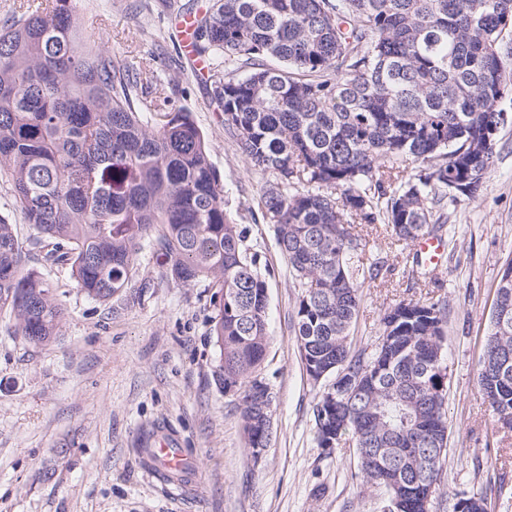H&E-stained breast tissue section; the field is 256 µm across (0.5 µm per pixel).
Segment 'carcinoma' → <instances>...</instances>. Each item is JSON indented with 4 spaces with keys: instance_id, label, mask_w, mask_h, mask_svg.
Masks as SVG:
<instances>
[{
    "instance_id": "cac0c4a2",
    "label": "carcinoma",
    "mask_w": 512,
    "mask_h": 512,
    "mask_svg": "<svg viewBox=\"0 0 512 512\" xmlns=\"http://www.w3.org/2000/svg\"><path fill=\"white\" fill-rule=\"evenodd\" d=\"M191 39L225 129L275 178L258 208L301 288L300 357L313 384L312 366L335 375L318 392L316 432L351 440L367 482L421 512L446 461L448 314L438 300L401 301L381 318L389 343L351 352L360 288L382 270L363 262V228L384 224L406 244L440 239L446 201L479 195L512 80V0H210L191 18ZM149 73V62L132 74L99 48L70 0H21L0 28V180L44 261L67 265L88 297L128 288L146 240L173 278L215 289L224 389L242 394L246 438L266 448L267 284L210 145L190 111L167 108ZM26 258L0 216V303L22 336L44 343L64 309L22 270ZM477 384L497 420L512 421V263ZM454 512H489L488 503L461 497Z\"/></svg>"
}]
</instances>
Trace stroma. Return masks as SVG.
Returning a JSON list of instances; mask_svg holds the SVG:
<instances>
[{
	"label": "stroma",
	"mask_w": 512,
	"mask_h": 512,
	"mask_svg": "<svg viewBox=\"0 0 512 512\" xmlns=\"http://www.w3.org/2000/svg\"><path fill=\"white\" fill-rule=\"evenodd\" d=\"M76 0L80 16H103L101 47L138 66L153 58L173 108L189 110L212 149L224 198L258 256L268 286L269 340L261 373L273 392L270 444L253 458L237 395L225 392L210 334L211 289L173 279L151 244L139 251L132 286L98 301L68 269L38 270L65 309L54 339L36 344L0 306V512H383L386 494L363 477L354 448L324 453L316 440V390L296 337L299 294L273 225L258 200L271 175L254 169L224 129L208 77L195 72L175 34L168 0ZM498 154L476 199L448 205L438 264L413 267L414 245L383 225L365 234V257L384 260L366 283L351 329L352 350H373L384 313L402 301L448 305V454L431 512H453L462 496L512 512V431L498 428L476 380L495 289L512 261V91ZM183 448L182 480L148 475L140 448L156 433Z\"/></svg>",
	"instance_id": "35a3bbf8"
}]
</instances>
